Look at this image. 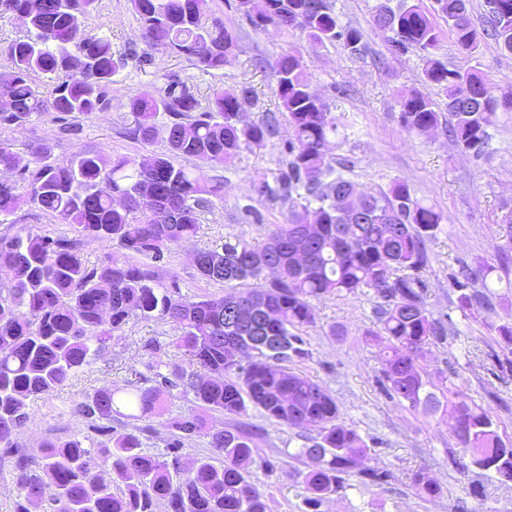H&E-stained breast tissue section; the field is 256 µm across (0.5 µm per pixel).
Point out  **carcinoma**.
Returning <instances> with one entry per match:
<instances>
[{"instance_id":"obj_1","label":"carcinoma","mask_w":512,"mask_h":512,"mask_svg":"<svg viewBox=\"0 0 512 512\" xmlns=\"http://www.w3.org/2000/svg\"><path fill=\"white\" fill-rule=\"evenodd\" d=\"M96 0H0V14L27 18V34L7 48L9 65L0 71V129L19 128L33 115L53 111L79 118L102 110L108 90L128 64L106 36L86 32L83 18ZM200 0H130L146 47L187 56L197 68L220 70L231 64L234 33L224 20L201 19ZM482 27H476L466 0H381L373 27L394 56L416 54L424 65L426 86L445 97L440 105L425 89L399 94L400 122L410 134L424 135L444 126L448 140L475 158L485 154L489 129L500 114L512 112V87L492 82L476 67L450 68L439 58L443 39L467 57L491 39L512 55V0H486ZM252 27L300 31L312 47L340 43L351 57L366 53L362 30L341 24L333 0H238ZM50 30L54 41L39 42ZM270 66L277 79L278 111L244 124L241 112L252 91H216L203 107L183 81L155 93L130 96L126 108L133 124L125 135L143 145L153 142L156 120L166 119L167 149L147 165L126 156L106 162L90 152L58 159L50 146L32 151L21 182L0 179V224L24 205H34L72 228L74 236L31 230L0 233V269L10 283L0 288V447L15 457L17 496L13 512H267L263 493L251 481L258 445L241 428L206 430L192 410L167 418V453L148 454L138 425L153 415L162 397L192 396L197 408L225 416H244L256 408L289 427H315L297 457L306 466L304 482L312 512L330 495L346 488L357 461L368 454L362 436L341 422L335 397L289 364L308 356L305 329L317 324L312 300L325 295L369 292L376 303L377 330L367 336L387 341L386 395L420 409L448 426L462 447L465 469L512 481V441H504L490 412L481 408L448 377L435 390L418 364L430 344L447 339L444 323L431 316L423 300L420 272L427 266V239L445 215L416 196L404 181L368 191L350 177L355 162L328 159L325 148L337 125L329 108L310 87L303 62L279 54ZM52 85L43 98L34 83ZM448 115H442V111ZM293 137L287 159L273 180L250 181L260 202L289 204L282 224H273L266 242L255 247L226 240L196 252L195 266L207 283H238L242 289L188 297L176 280L161 272L172 250L197 236L200 216L223 197L224 187L177 159L222 164L244 146L262 147L279 133L281 117ZM18 167L7 138H0V170ZM90 237L110 242L119 254L88 266L80 243ZM274 278L267 279V267ZM477 272L464 266L453 275L457 307L471 314L495 313L489 287H471ZM161 319L179 331L165 345L150 339L153 356L171 346L186 357L168 373L127 385L118 393L95 391L72 404V413L89 429L108 436L100 446L111 458L108 481L97 473L93 449L77 435L48 440L32 454L14 440L30 418V402L61 388L81 368L112 347L114 334L136 320ZM494 342L512 351V319L491 325ZM260 341L247 365L228 355L230 337ZM129 410L132 426L118 435L112 413ZM207 439L209 451L187 472L181 465L183 441ZM412 487L423 499L439 497L442 487L418 470Z\"/></svg>"}]
</instances>
